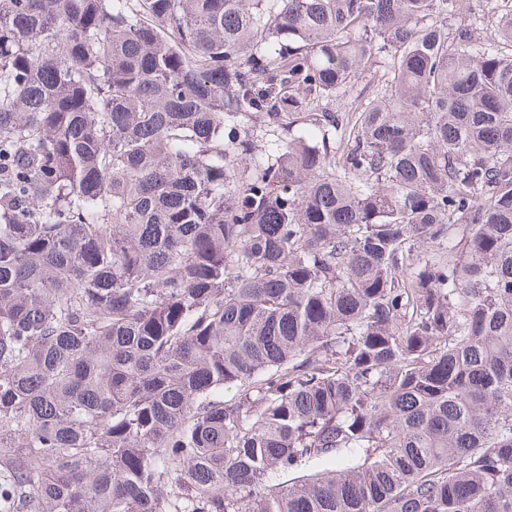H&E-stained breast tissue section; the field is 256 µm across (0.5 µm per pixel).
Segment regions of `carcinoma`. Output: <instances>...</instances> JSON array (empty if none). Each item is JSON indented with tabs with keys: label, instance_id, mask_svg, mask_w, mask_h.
Returning <instances> with one entry per match:
<instances>
[{
	"label": "carcinoma",
	"instance_id": "1",
	"mask_svg": "<svg viewBox=\"0 0 512 512\" xmlns=\"http://www.w3.org/2000/svg\"><path fill=\"white\" fill-rule=\"evenodd\" d=\"M460 13L0 0V512H512V55ZM377 79L374 78L373 70L366 71L363 79L358 85L349 93L336 98L330 108L333 110H340L342 112L354 110L355 108H361V105L372 99L376 95L377 90Z\"/></svg>",
	"mask_w": 512,
	"mask_h": 512
}]
</instances>
